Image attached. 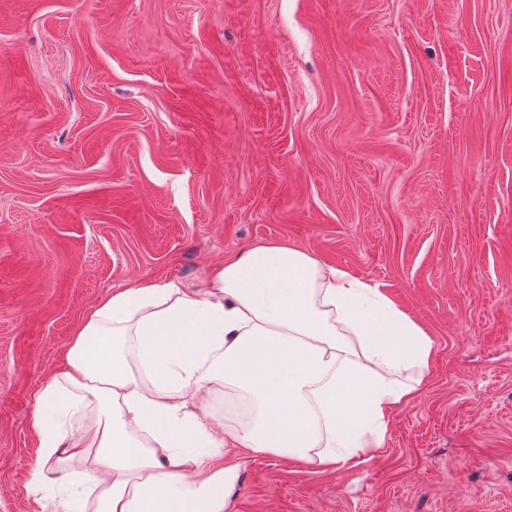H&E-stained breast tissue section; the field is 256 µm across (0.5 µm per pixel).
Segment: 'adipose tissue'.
Returning <instances> with one entry per match:
<instances>
[{"instance_id": "obj_1", "label": "adipose tissue", "mask_w": 512, "mask_h": 512, "mask_svg": "<svg viewBox=\"0 0 512 512\" xmlns=\"http://www.w3.org/2000/svg\"><path fill=\"white\" fill-rule=\"evenodd\" d=\"M428 334L375 285L312 254L260 245L204 292L134 280L87 314L69 368L36 396L40 463L88 460L59 512H224L223 450L288 451L314 471L380 447L430 368ZM243 400L216 421L217 389ZM93 404L76 436L68 413Z\"/></svg>"}]
</instances>
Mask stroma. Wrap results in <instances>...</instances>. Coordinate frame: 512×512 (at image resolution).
<instances>
[{"instance_id": "35a3bbf8", "label": "stroma", "mask_w": 512, "mask_h": 512, "mask_svg": "<svg viewBox=\"0 0 512 512\" xmlns=\"http://www.w3.org/2000/svg\"><path fill=\"white\" fill-rule=\"evenodd\" d=\"M260 244L433 356L381 447L242 453L224 512H512V0H0V512L83 468L36 471L31 417L88 311Z\"/></svg>"}]
</instances>
